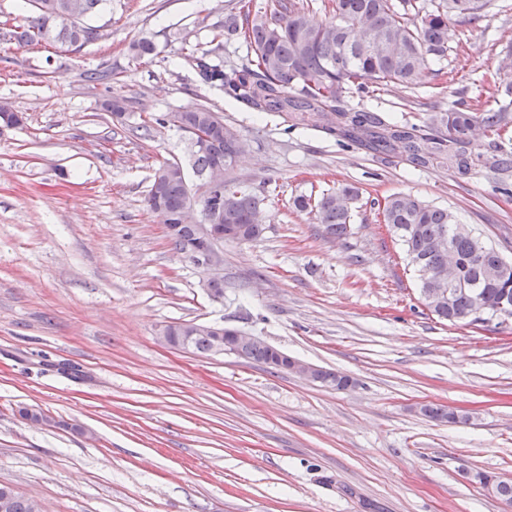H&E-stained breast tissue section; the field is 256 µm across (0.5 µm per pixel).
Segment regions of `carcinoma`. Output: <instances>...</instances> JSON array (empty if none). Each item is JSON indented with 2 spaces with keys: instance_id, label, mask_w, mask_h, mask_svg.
Returning a JSON list of instances; mask_svg holds the SVG:
<instances>
[{
  "instance_id": "obj_1",
  "label": "carcinoma",
  "mask_w": 512,
  "mask_h": 512,
  "mask_svg": "<svg viewBox=\"0 0 512 512\" xmlns=\"http://www.w3.org/2000/svg\"><path fill=\"white\" fill-rule=\"evenodd\" d=\"M111 0H27L30 14L22 25L0 23V41L20 46L33 43L68 44L81 47L100 38V27L88 19L107 8ZM489 0H437L411 22L403 20L392 0H331L332 17L316 23L304 7L291 0H275L270 16L256 17L239 28L234 15L224 22L227 34H239L250 49V58L239 67L224 68L209 53L189 55L202 82L220 87L224 95L254 112H277L295 125L312 126L338 133L355 141H366L380 152L401 149L414 160L435 158L448 161L459 174H467L481 161L497 169L500 159L483 157L466 150L477 136H494L501 154L509 153L512 139L504 136L507 112H470L451 108L433 112L428 118L429 134L415 126H399L365 111L349 112L341 107L347 94L361 92L367 84H417L433 60L445 56L458 24L471 23L485 10ZM159 126H173L194 134L203 131L204 146L192 149L197 176L206 175L220 161L229 169L245 149L239 132L224 123L214 110L201 106L193 110L167 112L153 118ZM186 176L177 161L165 162L155 173L147 197L149 209L167 223L187 203ZM358 191L340 186L316 198L299 196L294 206L314 214L316 223L334 238L350 232L352 204ZM265 199L244 183L224 182V207L220 213L227 231H236L244 241L258 240L264 231ZM383 220L402 246L417 275L419 292L443 289L431 312L452 324L465 322L482 310L487 323L512 303V262L485 244L472 230L458 229L456 214L428 204L407 193L386 199ZM448 238L458 261V279L440 282L432 273L448 264V253L438 241ZM179 252L193 249L198 242L197 226L184 224L172 238ZM173 341H188L192 352L211 354L214 333L192 321L164 325ZM237 357L268 365L273 360L270 346L247 343L237 346ZM346 376L317 368L314 381L322 386L345 389ZM421 412L438 422L464 423L465 415L454 414L438 405H424ZM8 493L6 512H33L32 500L13 487L0 485Z\"/></svg>"
}]
</instances>
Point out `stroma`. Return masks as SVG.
Segmentation results:
<instances>
[{"label": "stroma", "instance_id": "1", "mask_svg": "<svg viewBox=\"0 0 512 512\" xmlns=\"http://www.w3.org/2000/svg\"><path fill=\"white\" fill-rule=\"evenodd\" d=\"M271 5L112 0L83 47L0 42V100L24 115L0 127V483L46 512H512L473 479L512 480V321L437 318L379 211L413 194L512 261V166L462 176L228 101L184 51L245 63L224 19ZM143 38L156 51L139 59ZM508 58L512 0H492L418 85L344 105L419 126L452 107L494 111ZM112 95L129 101L122 118L103 109ZM201 105L246 143L227 178L266 199L262 237L224 245L220 299L146 206L165 161L200 184L188 135L149 117ZM342 184L360 198L334 239L292 201ZM173 321L243 329L354 384L182 352L156 339ZM428 403L468 421L431 420Z\"/></svg>", "mask_w": 512, "mask_h": 512}]
</instances>
